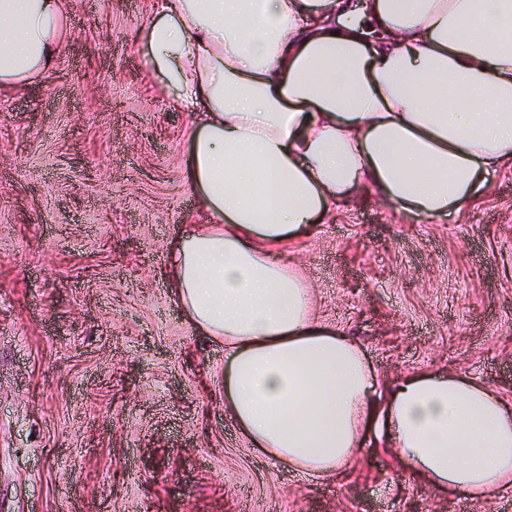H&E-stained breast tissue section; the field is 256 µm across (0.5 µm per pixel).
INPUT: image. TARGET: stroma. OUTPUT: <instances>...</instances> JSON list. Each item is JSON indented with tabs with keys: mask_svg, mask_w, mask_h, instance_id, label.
Returning <instances> with one entry per match:
<instances>
[{
	"mask_svg": "<svg viewBox=\"0 0 512 512\" xmlns=\"http://www.w3.org/2000/svg\"><path fill=\"white\" fill-rule=\"evenodd\" d=\"M152 4L68 0L57 65L0 95V512H512L412 477L378 421L339 483L225 411L224 346L170 292L207 217L188 117L142 70ZM278 257L380 383L461 373L512 404L511 166L442 218L360 194Z\"/></svg>",
	"mask_w": 512,
	"mask_h": 512,
	"instance_id": "1",
	"label": "stroma"
}]
</instances>
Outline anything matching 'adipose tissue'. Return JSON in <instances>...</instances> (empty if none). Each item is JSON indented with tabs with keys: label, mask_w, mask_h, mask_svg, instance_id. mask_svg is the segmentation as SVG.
Wrapping results in <instances>:
<instances>
[{
	"label": "adipose tissue",
	"mask_w": 512,
	"mask_h": 512,
	"mask_svg": "<svg viewBox=\"0 0 512 512\" xmlns=\"http://www.w3.org/2000/svg\"><path fill=\"white\" fill-rule=\"evenodd\" d=\"M66 0H0V89L57 61ZM141 64L189 117L184 180L207 214L171 244L186 320L224 343V408L303 472L341 474L381 408L440 489L512 490V407L412 373L379 395L359 348L312 312L269 247L376 192L438 218L512 166V0H158Z\"/></svg>",
	"instance_id": "1"
}]
</instances>
